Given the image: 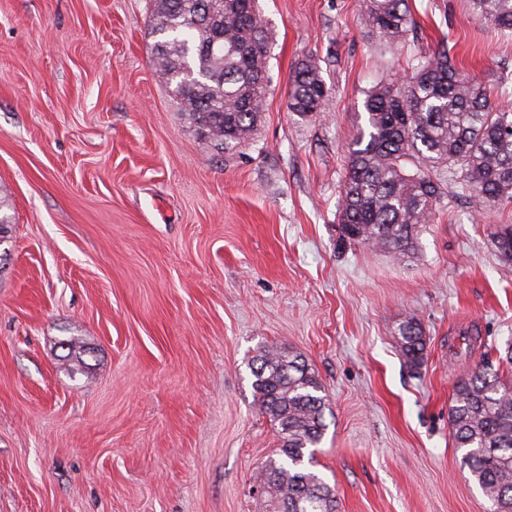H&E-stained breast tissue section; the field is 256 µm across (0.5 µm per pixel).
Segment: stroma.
<instances>
[{"mask_svg":"<svg viewBox=\"0 0 512 512\" xmlns=\"http://www.w3.org/2000/svg\"><path fill=\"white\" fill-rule=\"evenodd\" d=\"M360 3L258 0L265 110L227 157L154 71L151 0H0V512H265L254 475L281 441L251 366L270 346L329 400L315 469L338 512H489L448 407L512 344L492 236L512 203L476 218L448 195L396 259L342 241L338 197L372 85L444 38L512 106V32L412 0L416 33L383 52ZM306 58L328 97L303 116L285 102ZM471 326L481 344L449 353ZM399 335L405 364L411 369H418L424 363L422 330L414 320L409 319L399 328Z\"/></svg>","mask_w":512,"mask_h":512,"instance_id":"35a3bbf8","label":"stroma"}]
</instances>
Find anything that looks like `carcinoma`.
Instances as JSON below:
<instances>
[{"label": "carcinoma", "instance_id": "carcinoma-1", "mask_svg": "<svg viewBox=\"0 0 512 512\" xmlns=\"http://www.w3.org/2000/svg\"><path fill=\"white\" fill-rule=\"evenodd\" d=\"M372 34L403 43L415 26L409 0H363ZM492 25L512 30V0H472ZM151 45L158 76L203 140L232 155L253 134L265 106L273 32L256 0H155ZM328 96L312 59L298 63L286 100L289 112H319ZM365 126L352 139L338 201L343 240L396 257L415 251L434 223L447 184L480 212L512 201V109L462 73L441 42L415 56L398 80L372 86ZM501 257L512 261V225L494 232ZM405 364L424 363L422 330L399 328ZM261 407L279 427V457L254 484L271 512H336V498L310 469L328 409L322 385L297 355L265 349L252 364ZM463 464L494 512H512V382L489 362L454 388L448 412Z\"/></svg>", "mask_w": 512, "mask_h": 512}]
</instances>
